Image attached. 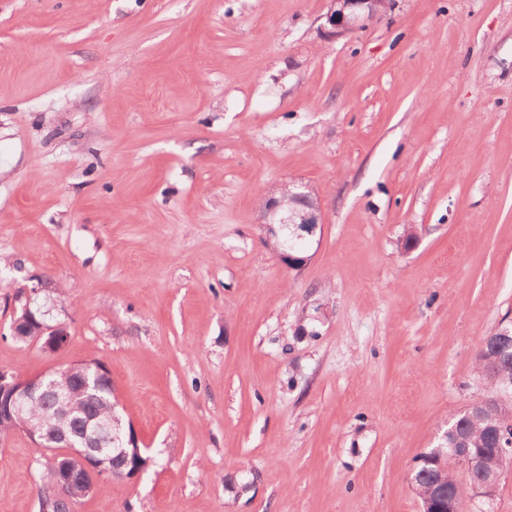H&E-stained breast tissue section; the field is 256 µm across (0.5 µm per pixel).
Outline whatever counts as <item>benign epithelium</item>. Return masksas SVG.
<instances>
[{
	"label": "benign epithelium",
	"instance_id": "7a95c632",
	"mask_svg": "<svg viewBox=\"0 0 512 512\" xmlns=\"http://www.w3.org/2000/svg\"><path fill=\"white\" fill-rule=\"evenodd\" d=\"M381 10L380 0H329L326 20L334 32L344 33L365 26L366 22L373 19ZM288 195L289 199L301 206V209L290 210L284 196L271 195L265 199L262 206V218L263 223L277 224L284 231L280 236L274 229H269L281 258L288 263V266L298 267L305 258L296 255V246L314 236L318 225L321 224V210L306 186L301 183H288ZM42 288L43 284L39 282L23 290L19 297V300L23 301L22 314L14 319L12 333L18 337L31 336L36 341L41 339L43 347L48 350L60 349L68 341V333L64 325L40 322L36 328L29 326V323L35 320V314L32 311L33 296ZM43 386L41 376L18 381L8 379V374L1 372L0 417H4L6 413L12 420L21 417L28 399ZM511 398L512 379H502L496 395L470 404L465 409V414L479 412ZM101 428L112 432L114 441L121 439L124 432L120 416L115 412L108 418L107 423L85 432L77 440L71 438L61 427L38 437L29 434L28 428L23 425L17 428V431L28 435L34 447L47 448L52 445L67 448L74 459L75 466L68 478L56 479L52 500L65 498L69 486L75 482L83 485L89 481L118 476L122 474L124 467L132 465L129 459L114 462L110 458L100 461L95 468L88 465V459L100 453L102 444L99 439V429ZM489 435L492 441L490 448L469 447L466 434L457 426L450 428L443 435V439L451 440L450 455L455 464L467 470H480L484 468L487 458H493L495 467L485 471L482 479L471 484L473 498L479 499L485 505L493 503L504 473L512 471V421H501L491 426ZM457 483L453 469L438 465L427 495L423 499V512H459L460 498L454 493Z\"/></svg>",
	"mask_w": 512,
	"mask_h": 512
}]
</instances>
